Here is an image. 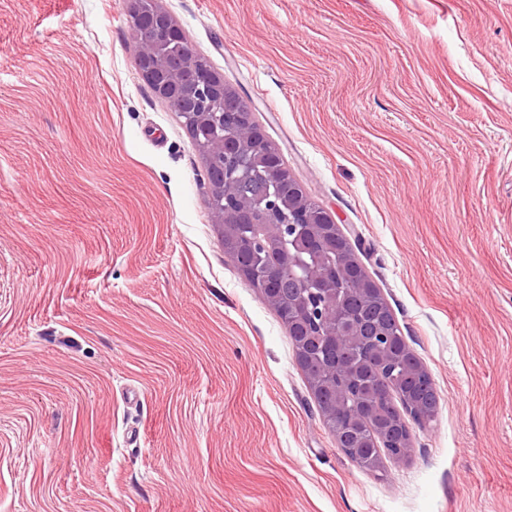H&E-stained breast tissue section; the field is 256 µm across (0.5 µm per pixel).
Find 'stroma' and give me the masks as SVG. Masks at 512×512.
<instances>
[{
    "label": "stroma",
    "mask_w": 512,
    "mask_h": 512,
    "mask_svg": "<svg viewBox=\"0 0 512 512\" xmlns=\"http://www.w3.org/2000/svg\"><path fill=\"white\" fill-rule=\"evenodd\" d=\"M439 398L338 448L122 0H0V512H512V0H157ZM364 316L370 320L367 321L370 327L380 328L391 334L395 354L398 355L401 350L406 348L402 328L387 303L383 301L380 307L369 308L365 311Z\"/></svg>",
    "instance_id": "1"
}]
</instances>
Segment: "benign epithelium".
Segmentation results:
<instances>
[{"label": "benign epithelium", "instance_id": "7a95c632", "mask_svg": "<svg viewBox=\"0 0 512 512\" xmlns=\"http://www.w3.org/2000/svg\"><path fill=\"white\" fill-rule=\"evenodd\" d=\"M125 5L137 35L135 65L190 127L205 159L203 189L215 223L225 242L250 256L242 272L268 305L288 310L308 340L361 342L347 302H376L381 289L355 281L356 259L338 248L333 216L309 198L264 138L252 107L188 46L156 0Z\"/></svg>", "mask_w": 512, "mask_h": 512}]
</instances>
